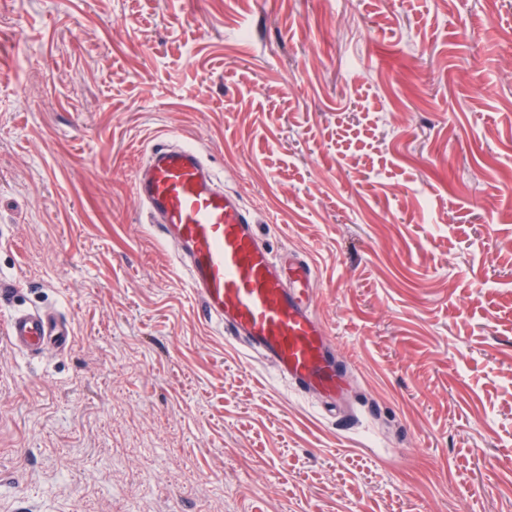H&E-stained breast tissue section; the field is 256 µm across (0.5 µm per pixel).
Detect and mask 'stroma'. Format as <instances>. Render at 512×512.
I'll return each instance as SVG.
<instances>
[{
    "label": "stroma",
    "instance_id": "obj_1",
    "mask_svg": "<svg viewBox=\"0 0 512 512\" xmlns=\"http://www.w3.org/2000/svg\"><path fill=\"white\" fill-rule=\"evenodd\" d=\"M512 0H0V512H512ZM196 145L309 258L353 397L200 315L133 178ZM17 287L5 288L0 282V305L3 308L5 297H11ZM1 308V333L11 347L23 354L33 356L48 342L63 350L71 347L73 327L70 319L60 317L51 309L13 308L5 315Z\"/></svg>",
    "mask_w": 512,
    "mask_h": 512
}]
</instances>
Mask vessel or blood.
Wrapping results in <instances>:
<instances>
[{
	"instance_id": "1",
	"label": "vessel or blood",
	"mask_w": 512,
	"mask_h": 512,
	"mask_svg": "<svg viewBox=\"0 0 512 512\" xmlns=\"http://www.w3.org/2000/svg\"><path fill=\"white\" fill-rule=\"evenodd\" d=\"M134 188L155 232L176 244L209 320L258 351L299 391L342 404L349 376L312 307V262L276 261L259 240L253 214L186 145L166 138L154 144ZM0 334L31 356L46 343L66 349L73 342L70 319L51 309H10L0 316Z\"/></svg>"
}]
</instances>
